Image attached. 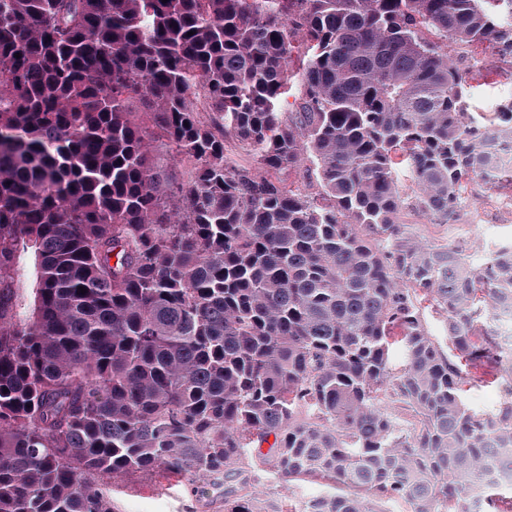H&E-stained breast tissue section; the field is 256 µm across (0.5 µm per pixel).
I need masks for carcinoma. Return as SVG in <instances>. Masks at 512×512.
<instances>
[{
	"label": "carcinoma",
	"instance_id": "obj_1",
	"mask_svg": "<svg viewBox=\"0 0 512 512\" xmlns=\"http://www.w3.org/2000/svg\"><path fill=\"white\" fill-rule=\"evenodd\" d=\"M486 43L512 56V0H0V512H113L133 473L224 512H264L267 475L347 488L302 512H459L492 463L512 490L489 305L512 308V242L480 269L406 221H463L487 127L512 140V99L469 109L459 60ZM134 99L189 183L154 168ZM301 166L316 192L278 177ZM478 383L496 408L466 405ZM224 154L227 159L241 168H255L253 153L248 145L232 134L224 135ZM502 393L494 385L473 386L465 395L468 405L476 411H488L500 402Z\"/></svg>",
	"mask_w": 512,
	"mask_h": 512
}]
</instances>
